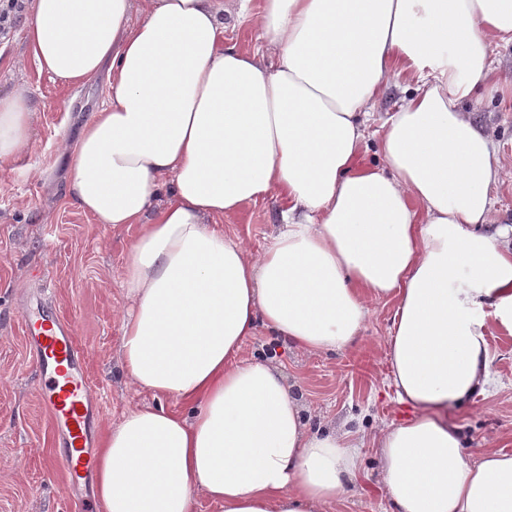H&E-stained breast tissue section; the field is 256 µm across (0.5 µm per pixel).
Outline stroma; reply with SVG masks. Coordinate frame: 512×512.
Wrapping results in <instances>:
<instances>
[{
  "mask_svg": "<svg viewBox=\"0 0 512 512\" xmlns=\"http://www.w3.org/2000/svg\"><path fill=\"white\" fill-rule=\"evenodd\" d=\"M261 0L240 13L239 0H224V42L253 52L260 47L253 14ZM17 24L0 46V94L26 89L36 113L29 147L20 158L0 164V512H80L82 499L70 494L64 470L55 462L56 436L37 394V366L26 339L23 308L39 281L64 319H76L86 350L88 382L102 395L97 430L105 436L123 415L152 403V396L126 382L119 366L121 324L129 303L122 271L138 235L137 226L112 228L69 205L64 195L69 159L61 141L75 142L84 124L106 99L102 79L80 86L54 83L41 72ZM474 121L492 132L500 149L504 182L495 191L503 220L512 221V95L477 97L465 105ZM280 222L274 199L244 205L225 218V235L259 251ZM360 339L336 355L308 356L272 337L246 340L247 357L274 358L308 405L311 425L349 422L372 432L404 419L407 411L390 387L389 363L380 345L389 333L395 306L372 301ZM491 370L497 385L466 404L445 410L459 427L469 452L512 451V335L489 326ZM363 470L353 496L337 512H384L387 496L378 484L373 447L362 450Z\"/></svg>",
  "mask_w": 512,
  "mask_h": 512,
  "instance_id": "stroma-1",
  "label": "stroma"
}]
</instances>
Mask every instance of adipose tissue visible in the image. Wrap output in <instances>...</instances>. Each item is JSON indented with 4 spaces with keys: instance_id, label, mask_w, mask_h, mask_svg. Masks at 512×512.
Instances as JSON below:
<instances>
[{
    "instance_id": "obj_1",
    "label": "adipose tissue",
    "mask_w": 512,
    "mask_h": 512,
    "mask_svg": "<svg viewBox=\"0 0 512 512\" xmlns=\"http://www.w3.org/2000/svg\"><path fill=\"white\" fill-rule=\"evenodd\" d=\"M260 25L250 53L224 44V0H32L40 70L107 88L60 144L65 196L140 227L120 367L155 402L102 441L103 512H190L198 496L220 512H334L368 443L388 512H512V454H469L439 415L495 386L489 324L512 335L500 151L463 109L497 86L490 47L512 44V0H262ZM394 75L406 92L381 163L360 164ZM33 115L24 91L0 96V163L27 150ZM270 197L282 224L254 254L222 222ZM371 299L395 303L384 350L412 415L370 435L311 428L278 366L243 345L264 330L342 352Z\"/></svg>"
}]
</instances>
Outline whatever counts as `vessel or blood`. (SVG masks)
<instances>
[{
    "instance_id": "b4317fda",
    "label": "vessel or blood",
    "mask_w": 512,
    "mask_h": 512,
    "mask_svg": "<svg viewBox=\"0 0 512 512\" xmlns=\"http://www.w3.org/2000/svg\"><path fill=\"white\" fill-rule=\"evenodd\" d=\"M24 319L38 364L39 396L63 441L58 460L74 484L97 464L91 446L97 399L86 378L77 322L60 318L41 295L29 298Z\"/></svg>"
}]
</instances>
